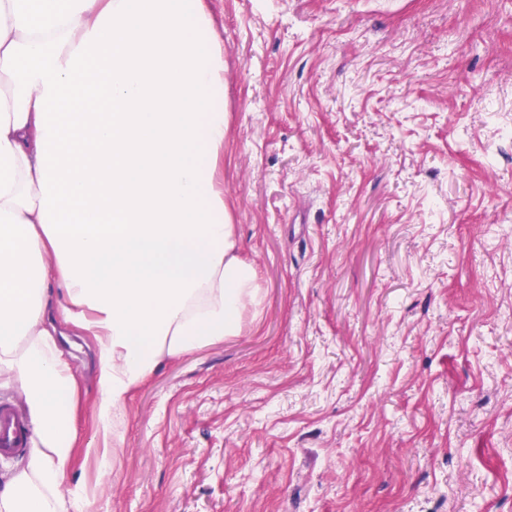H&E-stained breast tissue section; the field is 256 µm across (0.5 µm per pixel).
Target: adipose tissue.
I'll return each mask as SVG.
<instances>
[{
    "label": "adipose tissue",
    "instance_id": "obj_1",
    "mask_svg": "<svg viewBox=\"0 0 512 512\" xmlns=\"http://www.w3.org/2000/svg\"><path fill=\"white\" fill-rule=\"evenodd\" d=\"M203 0H0V388L38 444L0 512H90L69 483L78 380L58 324L94 338L96 435L163 359L239 335L258 296L217 164L224 61Z\"/></svg>",
    "mask_w": 512,
    "mask_h": 512
}]
</instances>
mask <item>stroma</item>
<instances>
[{"label": "stroma", "mask_w": 512, "mask_h": 512, "mask_svg": "<svg viewBox=\"0 0 512 512\" xmlns=\"http://www.w3.org/2000/svg\"><path fill=\"white\" fill-rule=\"evenodd\" d=\"M204 4L259 303L72 480L97 512H512V0ZM58 331L86 443L94 340Z\"/></svg>", "instance_id": "1"}]
</instances>
